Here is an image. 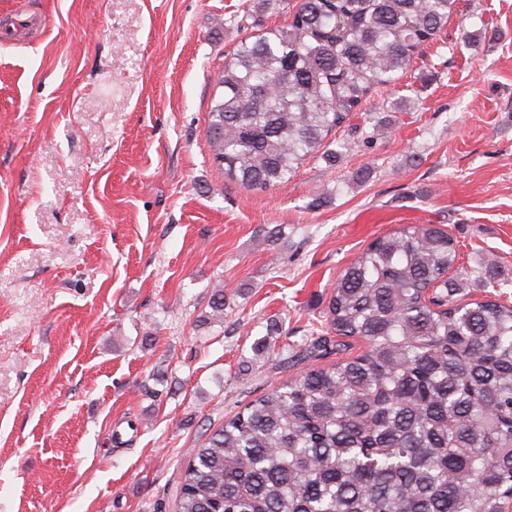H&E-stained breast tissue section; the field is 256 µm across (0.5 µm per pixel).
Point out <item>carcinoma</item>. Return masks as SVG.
<instances>
[{
  "label": "carcinoma",
  "mask_w": 512,
  "mask_h": 512,
  "mask_svg": "<svg viewBox=\"0 0 512 512\" xmlns=\"http://www.w3.org/2000/svg\"><path fill=\"white\" fill-rule=\"evenodd\" d=\"M456 0H298L243 38L206 139L224 179L288 182L332 131L396 83ZM457 244L431 224L372 241L326 321L358 356L250 401L183 472L176 512H502L512 496V305L456 303Z\"/></svg>",
  "instance_id": "carcinoma-1"
}]
</instances>
